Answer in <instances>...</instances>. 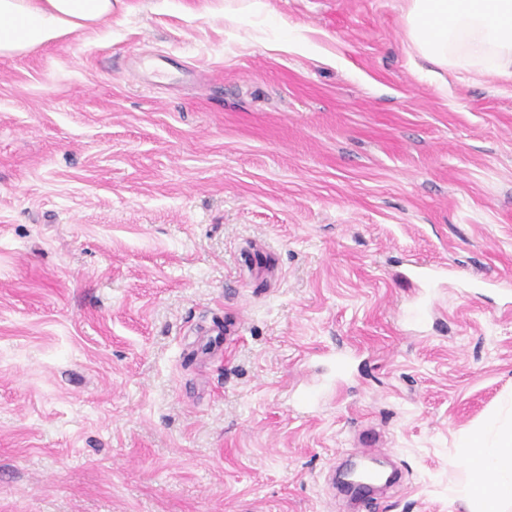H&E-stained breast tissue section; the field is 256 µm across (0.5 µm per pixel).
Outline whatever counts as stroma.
<instances>
[{
  "label": "stroma",
  "mask_w": 512,
  "mask_h": 512,
  "mask_svg": "<svg viewBox=\"0 0 512 512\" xmlns=\"http://www.w3.org/2000/svg\"><path fill=\"white\" fill-rule=\"evenodd\" d=\"M406 9L116 0L0 57V512H354L349 458L403 471L372 512H462L512 394V82Z\"/></svg>",
  "instance_id": "stroma-1"
}]
</instances>
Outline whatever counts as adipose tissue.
Here are the masks:
<instances>
[{
	"label": "adipose tissue",
	"instance_id": "ef3b65f1",
	"mask_svg": "<svg viewBox=\"0 0 512 512\" xmlns=\"http://www.w3.org/2000/svg\"><path fill=\"white\" fill-rule=\"evenodd\" d=\"M408 35L417 52L444 67L512 79V0H409ZM114 0H0V56L85 31L112 16ZM506 416L467 436L471 479L465 512H512V398ZM492 481H484L485 473Z\"/></svg>",
	"mask_w": 512,
	"mask_h": 512
}]
</instances>
